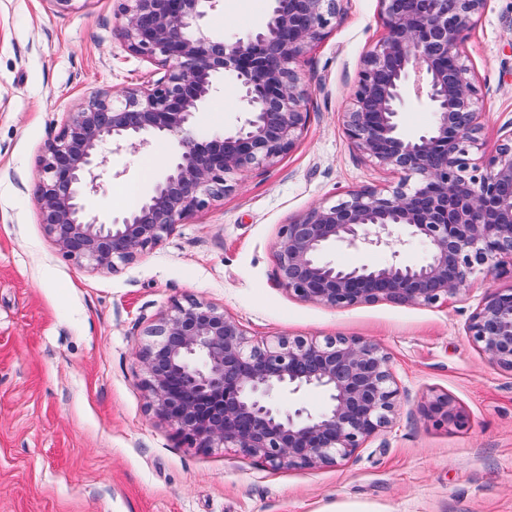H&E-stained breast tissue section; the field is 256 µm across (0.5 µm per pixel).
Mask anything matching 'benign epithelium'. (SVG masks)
Instances as JSON below:
<instances>
[{
  "label": "benign epithelium",
  "instance_id": "7a95c632",
  "mask_svg": "<svg viewBox=\"0 0 512 512\" xmlns=\"http://www.w3.org/2000/svg\"><path fill=\"white\" fill-rule=\"evenodd\" d=\"M122 36L164 75L118 98L100 93L69 116L40 161L42 224L67 257L97 270L129 264L195 212L232 189L234 176L273 164L303 133L309 90L301 67L345 0H270L265 25L224 39L206 27L222 0H122ZM385 37L368 53L344 115L362 155L399 175L386 191L363 189L284 224L276 280L330 308L380 300L432 305L464 288L476 270L512 275V142L484 165L479 91L461 46L485 0H379ZM233 78L246 118L231 132L203 133L195 115L222 76ZM415 99L432 126L410 134L401 112ZM177 148L152 193L105 224L88 207L105 160L99 147L139 150L148 137ZM428 247L425 261L401 258L400 233ZM344 245L387 248L392 261L342 267L325 258ZM468 336L512 371V288L486 294L468 318ZM136 356L157 418L192 448H234L270 468L313 469L345 460L385 435L403 392L378 344L362 337L280 336L254 341L205 302L180 303L145 329ZM318 390L324 404L299 400ZM438 425H465L446 395L424 405Z\"/></svg>",
  "mask_w": 512,
  "mask_h": 512
}]
</instances>
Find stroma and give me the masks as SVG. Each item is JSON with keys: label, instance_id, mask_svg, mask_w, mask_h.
<instances>
[{"label": "stroma", "instance_id": "obj_1", "mask_svg": "<svg viewBox=\"0 0 512 512\" xmlns=\"http://www.w3.org/2000/svg\"><path fill=\"white\" fill-rule=\"evenodd\" d=\"M268 0H224L206 24L227 39L266 21ZM121 0H0V512H512V372L492 365L466 323L512 279L476 272L447 301L332 309L275 279L282 225L348 194L394 187L365 159L343 114L366 54L386 30L378 0H346L307 54V126L274 164L236 177L224 198L187 218L116 271L60 253L40 222L39 160L71 112L163 76L122 37ZM480 92L474 163L512 134V0H486L462 45ZM243 105L218 81L196 122L240 126ZM173 145L134 154L100 149L105 173L91 206L100 221L146 197ZM209 303L257 341L359 336L390 356L405 390L385 437L316 469L272 470L232 448L188 447L150 410L135 351L173 303ZM448 395L465 427L439 426L422 406Z\"/></svg>", "mask_w": 512, "mask_h": 512}]
</instances>
